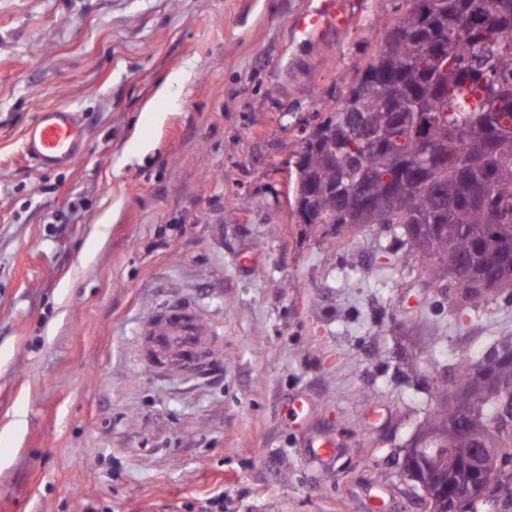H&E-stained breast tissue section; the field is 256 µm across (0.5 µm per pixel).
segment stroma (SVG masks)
Here are the masks:
<instances>
[{"label":"stroma","instance_id":"1","mask_svg":"<svg viewBox=\"0 0 512 512\" xmlns=\"http://www.w3.org/2000/svg\"><path fill=\"white\" fill-rule=\"evenodd\" d=\"M341 2L310 35L316 0H0V512H429L404 455L512 290L470 317L387 232L301 222L302 132L400 0ZM54 107L88 151L44 170ZM173 299L221 338L207 375L144 354ZM340 13L341 11L337 3L335 7L334 1L324 0L318 8L313 9L299 20L298 27L303 31H314L335 20L336 22L342 20ZM88 138L84 124L68 108H50L39 113L24 139V152L41 168L71 167L84 155Z\"/></svg>","mask_w":512,"mask_h":512}]
</instances>
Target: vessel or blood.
Listing matches in <instances>:
<instances>
[{
  "label": "vessel or blood",
  "instance_id": "obj_1",
  "mask_svg": "<svg viewBox=\"0 0 512 512\" xmlns=\"http://www.w3.org/2000/svg\"><path fill=\"white\" fill-rule=\"evenodd\" d=\"M340 10L333 0H322L318 8L303 16L298 26L314 31L338 20ZM88 138L77 112L50 108L40 112L24 139V152L41 168L54 169L75 165L84 155ZM198 316L185 304H165L155 318L154 349L171 363L189 373L197 372L218 357L220 347L197 331Z\"/></svg>",
  "mask_w": 512,
  "mask_h": 512
}]
</instances>
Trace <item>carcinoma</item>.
<instances>
[{
  "label": "carcinoma",
  "mask_w": 512,
  "mask_h": 512,
  "mask_svg": "<svg viewBox=\"0 0 512 512\" xmlns=\"http://www.w3.org/2000/svg\"><path fill=\"white\" fill-rule=\"evenodd\" d=\"M405 2L337 109L302 136L295 204L304 224L392 230L435 283L463 289L465 308L477 311L491 290L512 288V214L505 213L512 207V134L495 140L497 159L478 163L492 133L512 129V39L483 43L512 32V0ZM396 112L409 122L386 161L362 133L391 126ZM426 134L441 142L440 153L432 169L415 176L417 137ZM342 183L365 188L372 205L335 201L331 192ZM455 385L469 402V425L487 431L496 447L495 435L512 432L497 420L501 401L512 397V335L500 337L487 356L461 363ZM454 418L438 410L427 431ZM472 483L473 496L491 490L512 507L511 475Z\"/></svg>",
  "instance_id": "obj_1"
}]
</instances>
